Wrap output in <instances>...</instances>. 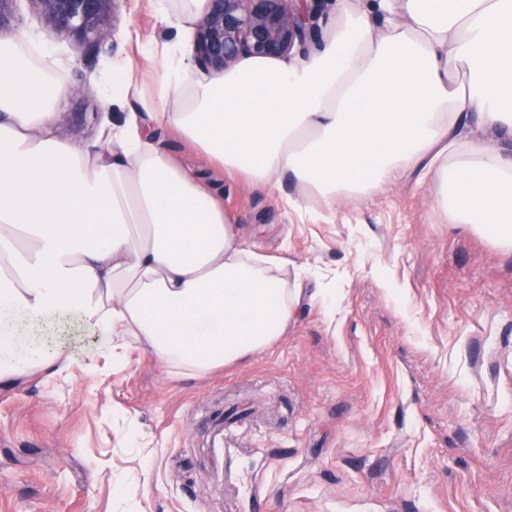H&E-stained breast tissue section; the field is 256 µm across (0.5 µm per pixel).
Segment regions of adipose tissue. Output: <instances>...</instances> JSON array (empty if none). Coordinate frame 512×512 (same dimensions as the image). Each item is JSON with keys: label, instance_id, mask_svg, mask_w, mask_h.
Returning <instances> with one entry per match:
<instances>
[{"label": "adipose tissue", "instance_id": "1", "mask_svg": "<svg viewBox=\"0 0 512 512\" xmlns=\"http://www.w3.org/2000/svg\"><path fill=\"white\" fill-rule=\"evenodd\" d=\"M287 62L246 57L221 77L188 68L185 39L108 69L97 142L55 131L68 92L0 40V380L62 374L63 351L22 356L30 326L74 321L109 347L123 336L179 374L204 377L288 332L306 290L284 256L244 248L223 200L175 162L176 134L250 188L303 186L293 208L380 193L404 172L438 182L436 205L512 248V0H378ZM142 109L122 111L128 99Z\"/></svg>", "mask_w": 512, "mask_h": 512}]
</instances>
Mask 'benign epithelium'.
Instances as JSON below:
<instances>
[{"label": "benign epithelium", "mask_w": 512, "mask_h": 512, "mask_svg": "<svg viewBox=\"0 0 512 512\" xmlns=\"http://www.w3.org/2000/svg\"><path fill=\"white\" fill-rule=\"evenodd\" d=\"M47 32L96 53L112 41L117 0H33ZM310 0H206L194 38V59L222 74L243 55L309 52Z\"/></svg>", "instance_id": "1"}]
</instances>
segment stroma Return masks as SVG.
<instances>
[{"label": "stroma", "instance_id": "35a3bbf8", "mask_svg": "<svg viewBox=\"0 0 512 512\" xmlns=\"http://www.w3.org/2000/svg\"><path fill=\"white\" fill-rule=\"evenodd\" d=\"M374 3L315 0V44L351 5L384 29ZM115 28L96 55L53 42L49 68L84 80L56 117L80 145L98 136L108 63L130 58L157 86L142 54L176 37L155 0H119ZM163 144L248 247L288 257L333 301L304 303L271 348L202 378L72 322L35 327L68 367L0 381V512H512V250L452 223L410 173L323 220L290 207V178L250 189Z\"/></svg>", "mask_w": 512, "mask_h": 512}]
</instances>
